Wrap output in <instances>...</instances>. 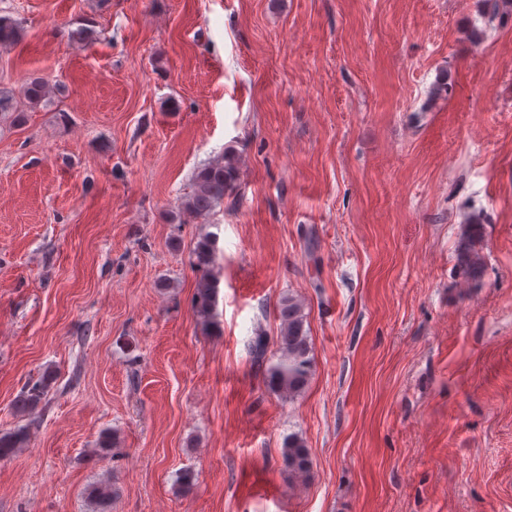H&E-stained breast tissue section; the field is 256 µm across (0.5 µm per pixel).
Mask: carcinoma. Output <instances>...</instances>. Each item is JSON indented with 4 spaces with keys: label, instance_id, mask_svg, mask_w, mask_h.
I'll list each match as a JSON object with an SVG mask.
<instances>
[{
    "label": "carcinoma",
    "instance_id": "cac0c4a2",
    "mask_svg": "<svg viewBox=\"0 0 512 512\" xmlns=\"http://www.w3.org/2000/svg\"><path fill=\"white\" fill-rule=\"evenodd\" d=\"M18 36L17 23L8 16H0V47L14 44ZM48 93V84L39 78L29 80L24 87V97L31 107L41 104ZM238 179L237 157L228 151L222 158L200 167L193 176L190 192L180 199L177 217L201 218L210 215L224 201V197L233 193ZM481 237L480 223L469 222L464 225L458 256L461 273L469 282L482 274L484 259L477 248ZM217 253L218 237L214 233L197 239L190 252V265L199 275L191 307L205 335L220 331L215 314L220 284L215 272ZM279 319L277 343L281 356L278 362L266 366L265 384L273 393L294 396L306 388L313 371V357L302 305L292 297L284 299L279 307ZM51 380L48 374L24 390L14 403L15 409L24 413L35 408L47 393ZM27 441L28 434L23 428L1 433L0 459L15 455L25 447ZM282 458L288 475L294 478L308 476L313 466L309 449L303 439L295 434L284 439ZM113 494L112 486L106 483H98L90 488V495L100 512H112Z\"/></svg>",
    "mask_w": 512,
    "mask_h": 512
}]
</instances>
